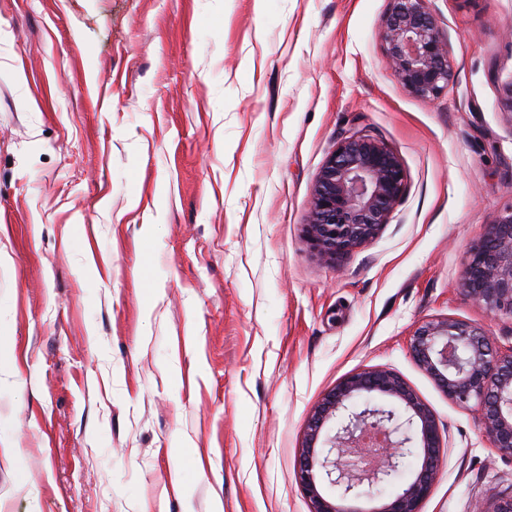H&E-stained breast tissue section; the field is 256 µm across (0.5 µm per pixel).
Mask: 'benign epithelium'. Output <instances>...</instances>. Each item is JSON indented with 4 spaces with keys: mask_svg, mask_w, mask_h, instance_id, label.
Returning <instances> with one entry per match:
<instances>
[{
    "mask_svg": "<svg viewBox=\"0 0 512 512\" xmlns=\"http://www.w3.org/2000/svg\"><path fill=\"white\" fill-rule=\"evenodd\" d=\"M383 26L395 77L411 94L428 100L448 92L453 71L448 45L426 0H391ZM405 191V171L381 140L354 133L336 143L311 193L304 236L321 259L333 261L374 239ZM463 290L492 314H512V208L471 247L461 277ZM416 363L458 404L478 402L492 447L512 456V350L499 351L484 331L449 318L421 323L411 339ZM385 397L400 406L372 403ZM363 397V407L355 400ZM379 438V457L369 470L358 458L371 451L367 435ZM334 454L319 456V440ZM418 448L422 463L414 478L376 512H420L438 473L442 436L430 409L393 371L371 367L350 374L322 398L309 422L298 476L311 512H355L348 502L365 489L390 481L405 455ZM339 489L321 493L315 469Z\"/></svg>",
    "mask_w": 512,
    "mask_h": 512,
    "instance_id": "obj_1",
    "label": "benign epithelium"
}]
</instances>
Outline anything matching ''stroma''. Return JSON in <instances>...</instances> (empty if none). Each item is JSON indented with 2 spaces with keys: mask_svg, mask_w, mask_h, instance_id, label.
I'll list each match as a JSON object with an SVG mask.
<instances>
[{
  "mask_svg": "<svg viewBox=\"0 0 512 512\" xmlns=\"http://www.w3.org/2000/svg\"><path fill=\"white\" fill-rule=\"evenodd\" d=\"M455 83L394 76L390 0H0V512H310L314 407L370 367L433 413L421 512H494L512 457L415 362L512 207V0H426ZM400 159L379 235L303 229L341 137Z\"/></svg>",
  "mask_w": 512,
  "mask_h": 512,
  "instance_id": "obj_1",
  "label": "stroma"
}]
</instances>
